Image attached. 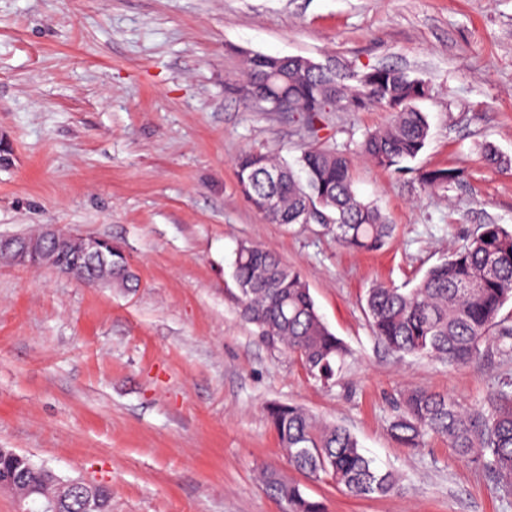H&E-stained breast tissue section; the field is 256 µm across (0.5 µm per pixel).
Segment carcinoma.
Wrapping results in <instances>:
<instances>
[{
  "mask_svg": "<svg viewBox=\"0 0 512 512\" xmlns=\"http://www.w3.org/2000/svg\"><path fill=\"white\" fill-rule=\"evenodd\" d=\"M284 79L280 88L309 128L318 114L338 106L365 110L377 106L392 112L388 125L365 136L359 152L376 166L402 172L424 148L429 123L417 102L426 97L428 83L394 68L352 72L346 68L304 69L280 58ZM299 170L276 163L266 153L247 151L236 159L238 186L252 206L273 195L274 211L262 215L272 224H319L336 234V241L356 251H378L392 238L394 225L372 202L361 199L345 154L327 147H308L298 158ZM459 174L437 169L425 174L432 188L443 189ZM490 240H484V237ZM85 241L72 240L62 253L43 247L27 263L116 288H134L137 278L127 260L112 259L89 269L74 264ZM233 277L242 317L268 343L297 357L306 372L320 381L335 376L349 351L319 314L301 272L273 252L255 245L238 247ZM512 301V232L500 224H481L465 244L448 252L412 288L379 283L365 297V312L376 340L395 355H415L466 365L482 355L491 337L498 350L512 356V314L503 313ZM288 463L312 478L324 476L345 494L386 497L400 490L401 479L382 471L361 451L357 438L344 425L327 422L306 409L285 403L266 406ZM392 436L404 447L419 449L429 437L448 440L461 458L490 473L496 493L512 496V380L501 382L488 405L467 407L456 399L425 390L410 391L389 423ZM22 473L42 494L53 492L56 475L49 468L16 452L0 456V468ZM268 492L287 505V512H324L300 485L277 471L265 472Z\"/></svg>",
  "mask_w": 512,
  "mask_h": 512,
  "instance_id": "carcinoma-1",
  "label": "carcinoma"
}]
</instances>
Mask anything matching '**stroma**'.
I'll return each mask as SVG.
<instances>
[{
	"label": "stroma",
	"mask_w": 512,
	"mask_h": 512,
	"mask_svg": "<svg viewBox=\"0 0 512 512\" xmlns=\"http://www.w3.org/2000/svg\"><path fill=\"white\" fill-rule=\"evenodd\" d=\"M393 66L427 81L430 136L408 170L357 157L382 108L265 112L236 94L238 50ZM325 143L354 155L355 188L395 226L377 252L316 224H271L240 191L245 151L295 161ZM512 0H0V238L57 224L106 238L138 277L130 291L50 269L0 265V448L65 479L107 486L112 512H283L272 468L326 512H512L486 472L445 439L401 446L404 393L485 405L512 357L489 344L457 368L397 358L362 299L412 288L486 223L512 229ZM461 171L431 189L426 172ZM250 242L299 269L350 354L329 382L246 322L234 252ZM346 426L391 496L353 498L295 471L267 421L271 402Z\"/></svg>",
	"instance_id": "1"
}]
</instances>
